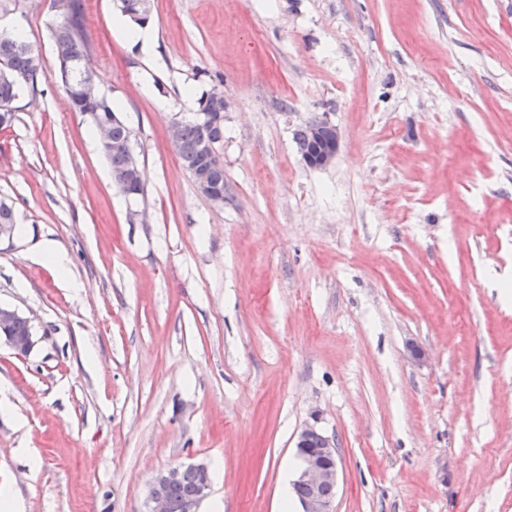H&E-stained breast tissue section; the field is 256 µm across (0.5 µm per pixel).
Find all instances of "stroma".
Listing matches in <instances>:
<instances>
[{"instance_id":"stroma-1","label":"stroma","mask_w":512,"mask_h":512,"mask_svg":"<svg viewBox=\"0 0 512 512\" xmlns=\"http://www.w3.org/2000/svg\"><path fill=\"white\" fill-rule=\"evenodd\" d=\"M83 2L145 191L71 111L49 0H0L43 69L0 130V306L34 340L0 347L22 512H147L190 464L197 512H282L313 419L335 512H512V0H152L147 52L117 0ZM214 89L220 206L168 139ZM319 119L340 150L311 169ZM186 467L195 470L197 475L191 469L184 470ZM178 478L179 480L176 481ZM174 481L176 482L168 487V498L166 487ZM210 487L209 471L204 465L170 467L157 474L148 488L147 497L150 505L148 512H170V502L171 512H182L181 506L184 501L194 496L198 489V493L183 505V512H196L199 503L207 496Z\"/></svg>"}]
</instances>
